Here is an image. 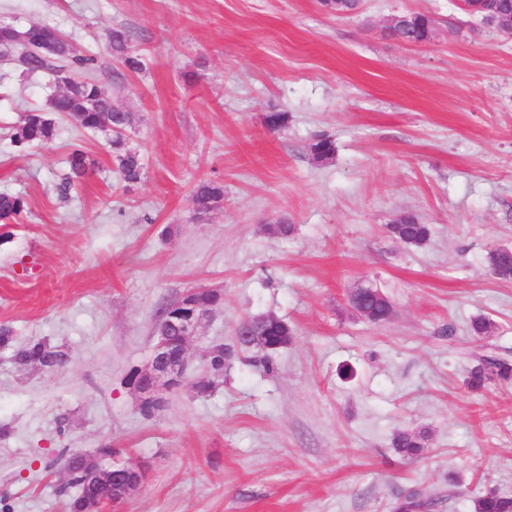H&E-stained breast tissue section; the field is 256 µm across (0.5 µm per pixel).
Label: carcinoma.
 Wrapping results in <instances>:
<instances>
[{"label": "carcinoma", "instance_id": "carcinoma-1", "mask_svg": "<svg viewBox=\"0 0 512 512\" xmlns=\"http://www.w3.org/2000/svg\"><path fill=\"white\" fill-rule=\"evenodd\" d=\"M48 29L46 25H31L24 30L13 29L3 33L7 38L4 45L17 51L18 55L29 58L28 72L48 71L54 77L57 91L50 95L45 105L29 110L16 127L13 134L15 143L21 146L43 145L50 142L55 134V124L58 116L64 114L74 119L81 127L89 130L112 129V148L124 181L133 184L141 180L142 164L138 153L124 148L122 128L129 123L128 113L114 100L112 92L99 80L90 75L77 76V72L92 68L93 58L76 54L71 45L60 46L50 55V61H45L43 50L35 43L38 34ZM112 51L117 55L123 67L129 72H140L146 67L142 55L130 49V35L124 29H114L111 34ZM313 159L323 162L335 153L334 141L328 136H319L309 145ZM70 173L60 179L56 190L60 197L66 198L76 182L94 169L95 161L88 158L86 152L76 147L69 154ZM193 203L196 217L207 218L214 210L224 203V188L209 181L197 183L193 189ZM25 199L19 195L0 193V219L3 221L16 220L25 211ZM390 235L397 241L410 246L421 247L430 237V228L421 224L412 215L400 217L387 225ZM493 273L503 279L512 277V254L492 251L489 256ZM356 311L363 310L369 316L372 324H382L391 315L392 305L385 294H366L359 298ZM276 340L283 336L287 339L293 336V330L285 321L268 323L260 326L255 320L244 319L237 329V344L240 349L251 351L265 368H270V350H262L249 346L245 336L256 330ZM0 349L8 350L14 365L18 368H39L45 372L64 364L68 352L58 346H52L44 341L29 342L25 345L15 344L13 331L7 326L0 327ZM227 354L221 347L213 346L207 350V361L211 372L224 371V360ZM512 380V362L506 358H480L478 364L469 372L467 386L477 391L485 384L498 381ZM429 440V432L403 431L393 439V447L406 459L420 457ZM82 450H67L63 462L66 481L58 487V492L66 496V512H87L88 501H112L121 496L118 479L103 480L98 476V470L112 469V465L101 463L110 459L114 454L111 448H99L95 456L99 461H87L81 457ZM76 494H70V490ZM421 508V500L415 492H401L397 497L396 512H415ZM472 512H512V492L498 488H486L472 498Z\"/></svg>", "mask_w": 512, "mask_h": 512}]
</instances>
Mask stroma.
<instances>
[{
  "mask_svg": "<svg viewBox=\"0 0 512 512\" xmlns=\"http://www.w3.org/2000/svg\"><path fill=\"white\" fill-rule=\"evenodd\" d=\"M402 11L432 16L431 44L388 36ZM1 21L50 26L96 58L143 166L127 184L111 133L69 117L49 146L16 147L23 111L54 85L0 62V193L27 204L0 221V326L69 353L45 373L0 350L10 512H63L58 458L106 445L146 475L106 512H393L402 490L427 512H471L479 489L512 491V382L466 385L476 356L512 360V279L489 264L512 247V38L457 0H362L344 18L319 0H0ZM116 28L146 70L124 69ZM274 110L288 119L272 132ZM319 134L335 142L324 162L308 150ZM76 145L96 166L63 199ZM202 180L224 187L203 221ZM405 214L430 226L425 245L388 235ZM367 282L392 303L384 324L348 305ZM194 287L224 302L143 418L127 375L149 359L162 304ZM267 315L293 331L268 369L235 340ZM480 317L491 335L471 334ZM215 344L231 354L199 397ZM422 428L424 455L403 460L394 435Z\"/></svg>",
  "mask_w": 512,
  "mask_h": 512,
  "instance_id": "1",
  "label": "stroma"
}]
</instances>
